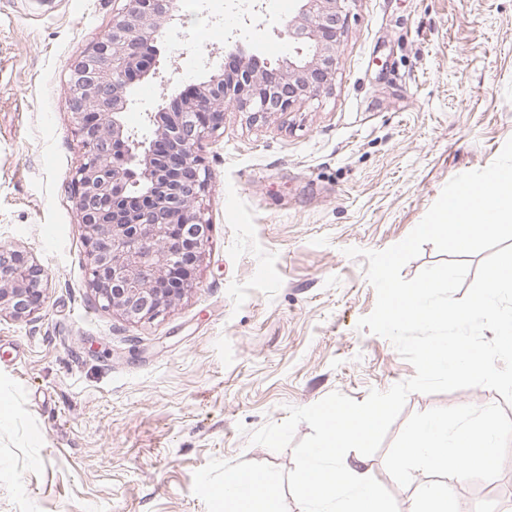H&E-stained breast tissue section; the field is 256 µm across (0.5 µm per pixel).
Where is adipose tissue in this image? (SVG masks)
Here are the masks:
<instances>
[{"mask_svg":"<svg viewBox=\"0 0 512 512\" xmlns=\"http://www.w3.org/2000/svg\"><path fill=\"white\" fill-rule=\"evenodd\" d=\"M380 414L377 405L357 411L322 410V438L309 449L294 479L302 512H389L367 474L365 458L347 453L348 447L370 439ZM503 433L498 421L487 415L468 417L458 425L427 419L408 433L402 453L439 474L449 470L460 479L477 470L491 478L496 444Z\"/></svg>","mask_w":512,"mask_h":512,"instance_id":"adipose-tissue-1","label":"adipose tissue"}]
</instances>
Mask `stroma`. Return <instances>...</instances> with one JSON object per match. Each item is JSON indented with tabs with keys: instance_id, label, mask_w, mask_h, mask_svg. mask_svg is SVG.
I'll use <instances>...</instances> for the list:
<instances>
[{
	"instance_id": "1",
	"label": "stroma",
	"mask_w": 512,
	"mask_h": 512,
	"mask_svg": "<svg viewBox=\"0 0 512 512\" xmlns=\"http://www.w3.org/2000/svg\"><path fill=\"white\" fill-rule=\"evenodd\" d=\"M180 0L156 44L170 85L136 82L129 128L224 70L227 38L275 68L295 48V0ZM118 0H0V244L48 274L30 319L0 315V512H206L193 476L210 460L288 472L250 433L333 392L364 401L415 369L357 323L376 292L363 256L403 240L454 176L485 168L512 138V0H348L327 94L255 122L226 108L195 150L209 173L211 228L195 287L145 324L99 308L68 190L81 146L69 65L107 32ZM512 425L486 387L410 394L368 475L391 512H414L415 468L399 447L424 419L463 411ZM512 434L497 451L494 503L482 473L455 482L469 512L512 502Z\"/></svg>"
}]
</instances>
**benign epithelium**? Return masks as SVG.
<instances>
[{
    "mask_svg": "<svg viewBox=\"0 0 512 512\" xmlns=\"http://www.w3.org/2000/svg\"><path fill=\"white\" fill-rule=\"evenodd\" d=\"M286 24L297 58L270 69L240 43L228 48L232 67L192 86L176 112H149V133L128 129L138 80L171 81L143 55L177 20L179 0H125L104 36L70 64L66 102L82 156L69 189L79 216L88 287L101 308L145 323L193 288L204 255L209 176L194 149L224 125L225 100L259 121L325 92L336 75L337 47L349 0H297ZM164 245L158 257L154 244ZM44 269L23 251L0 245V311L30 318L44 298Z\"/></svg>",
    "mask_w": 512,
    "mask_h": 512,
    "instance_id": "7a95c632",
    "label": "benign epithelium"
}]
</instances>
